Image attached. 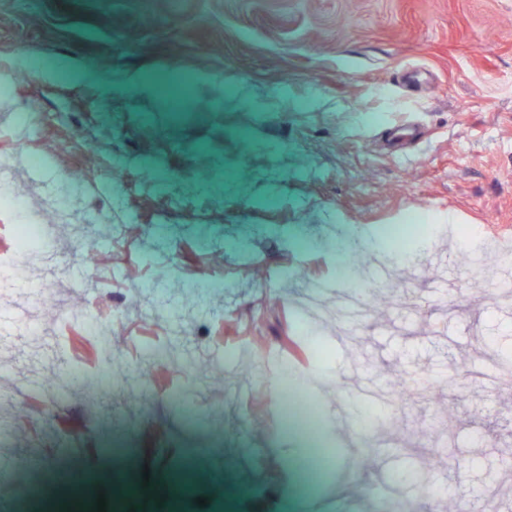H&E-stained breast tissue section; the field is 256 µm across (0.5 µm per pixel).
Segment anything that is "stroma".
Here are the masks:
<instances>
[{
  "mask_svg": "<svg viewBox=\"0 0 512 512\" xmlns=\"http://www.w3.org/2000/svg\"><path fill=\"white\" fill-rule=\"evenodd\" d=\"M2 80L0 164L47 226L21 280L59 269L33 311L46 342L0 346V465L26 479L0 490L9 512H50L27 497L48 475L57 497L91 469L125 483L100 449L116 435L154 485L221 512H317L340 486L372 512H434L417 472L458 512L512 499V393L486 376L512 345V271L471 276L469 246L512 238V0H0ZM354 233L391 280L354 254L339 273ZM270 354L322 374L318 444L278 430ZM408 369L424 379L401 401ZM361 377L390 402L355 397ZM364 448L398 497L343 480Z\"/></svg>",
  "mask_w": 512,
  "mask_h": 512,
  "instance_id": "obj_1",
  "label": "stroma"
}]
</instances>
